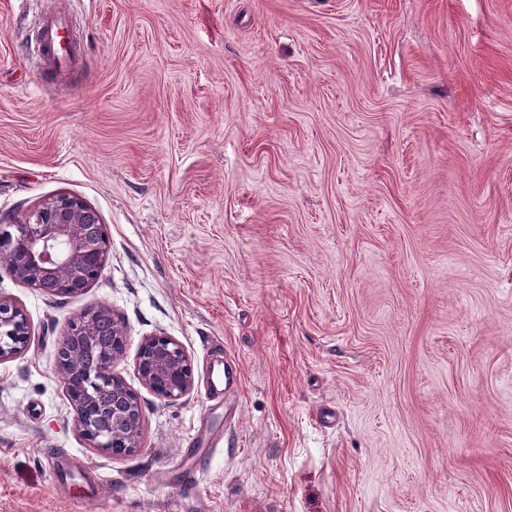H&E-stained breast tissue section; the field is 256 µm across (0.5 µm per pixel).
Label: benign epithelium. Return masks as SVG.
<instances>
[{
    "label": "benign epithelium",
    "instance_id": "obj_1",
    "mask_svg": "<svg viewBox=\"0 0 512 512\" xmlns=\"http://www.w3.org/2000/svg\"><path fill=\"white\" fill-rule=\"evenodd\" d=\"M15 260L10 267L19 282L49 294L77 295L105 269L106 234L98 213L81 197L58 193L29 212L20 224L0 230ZM32 327L24 310L0 297V363L24 351ZM126 334L111 311H84L61 337L56 368L74 384L68 395L75 426L89 446L113 455L140 448L143 412L137 396L113 371ZM142 384L166 400H179L194 385L188 355L171 337H152L140 348L135 365Z\"/></svg>",
    "mask_w": 512,
    "mask_h": 512
}]
</instances>
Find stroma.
I'll return each instance as SVG.
<instances>
[{
	"instance_id": "1",
	"label": "stroma",
	"mask_w": 512,
	"mask_h": 512,
	"mask_svg": "<svg viewBox=\"0 0 512 512\" xmlns=\"http://www.w3.org/2000/svg\"><path fill=\"white\" fill-rule=\"evenodd\" d=\"M52 8L82 64L37 85ZM61 192L108 259L69 296L0 265L33 327L0 363V512H512V0H0V222ZM100 305L126 456L56 368ZM155 336L193 367L175 402L135 370ZM227 353L234 417L204 399ZM105 319L112 320V342L97 344ZM125 340L124 327L108 308H90L61 337L56 359L59 372L75 384H70L72 394L66 392L78 432L91 448L113 456L135 453L143 429L137 396L112 371ZM102 390H108L110 397L103 398Z\"/></svg>"
}]
</instances>
